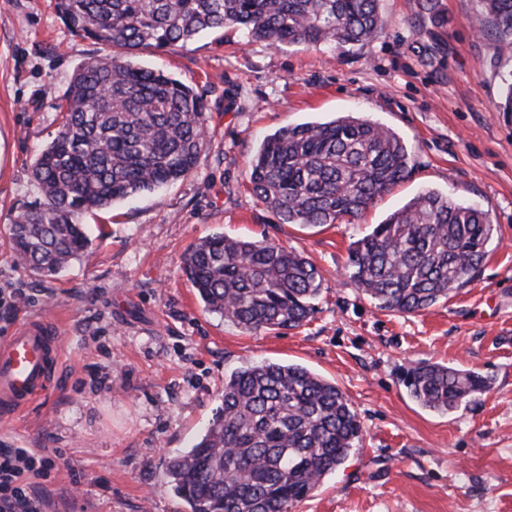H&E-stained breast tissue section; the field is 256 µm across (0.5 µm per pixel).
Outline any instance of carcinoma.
Here are the masks:
<instances>
[{"label":"carcinoma","instance_id":"1","mask_svg":"<svg viewBox=\"0 0 512 512\" xmlns=\"http://www.w3.org/2000/svg\"><path fill=\"white\" fill-rule=\"evenodd\" d=\"M68 30L115 48L81 63L63 123L32 168L41 199L11 225L18 260L57 277L89 245L78 217L181 180L196 168L207 106L191 86L132 61L185 47L204 31L237 28L272 46L362 45L383 30L380 0H54ZM512 51V0H482L472 20ZM388 127L351 114L267 136L251 161L252 194L282 224H334L362 214L410 174ZM496 227L480 209L426 190L351 244L347 268L379 308L424 311L480 272ZM206 311L247 331L296 329L315 312L320 271L267 238L222 233L198 242L182 266ZM420 406L450 413L492 390L473 370L419 362L402 377ZM362 438L352 401L299 364L261 361L224 376L204 432L167 462L170 490L189 512H289Z\"/></svg>","mask_w":512,"mask_h":512}]
</instances>
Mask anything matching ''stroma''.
<instances>
[{"mask_svg":"<svg viewBox=\"0 0 512 512\" xmlns=\"http://www.w3.org/2000/svg\"><path fill=\"white\" fill-rule=\"evenodd\" d=\"M380 5L382 32L342 53L276 48L233 28L144 51L141 65L206 100L197 167L80 215L90 245L52 279L18 262L10 226L41 196L31 166L58 133L76 67L110 50L72 34L53 0H0V293L24 289L32 301L16 320L58 317L64 333L50 397L0 425V448L59 452L58 469L35 481L53 512H187L164 484L169 456L207 424L225 373L265 360L335 381L363 429L291 512H512V112L499 109L512 56L494 29L473 34L480 0ZM347 113L403 138L409 177L358 219L279 223L250 190L254 153L283 127ZM425 189L488 212L497 234L458 293L417 314L379 309L351 281L348 249ZM216 233L307 257L323 276L311 319L247 332L208 313L182 266ZM420 361L479 371L493 388L448 415L424 410L400 382Z\"/></svg>","mask_w":512,"mask_h":512,"instance_id":"35a3bbf8","label":"stroma"}]
</instances>
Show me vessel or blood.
I'll use <instances>...</instances> for the list:
<instances>
[{"instance_id":"vessel-or-blood-1","label":"vessel or blood","mask_w":512,"mask_h":512,"mask_svg":"<svg viewBox=\"0 0 512 512\" xmlns=\"http://www.w3.org/2000/svg\"><path fill=\"white\" fill-rule=\"evenodd\" d=\"M54 320L31 318L0 338V417L9 418L38 399L51 385L61 353Z\"/></svg>"}]
</instances>
